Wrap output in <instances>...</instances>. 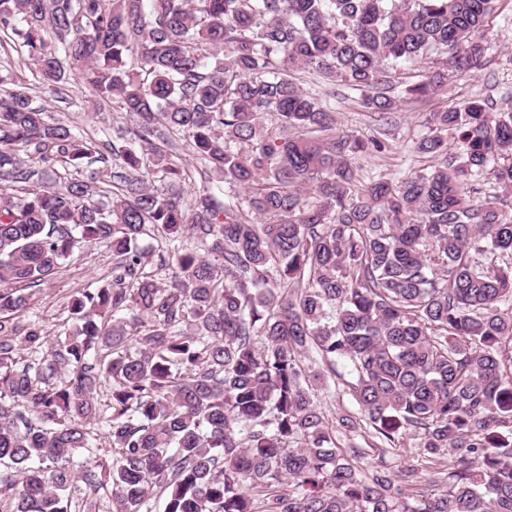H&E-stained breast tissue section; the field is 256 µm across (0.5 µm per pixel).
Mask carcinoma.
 I'll use <instances>...</instances> for the list:
<instances>
[{
	"label": "carcinoma",
	"instance_id": "carcinoma-1",
	"mask_svg": "<svg viewBox=\"0 0 512 512\" xmlns=\"http://www.w3.org/2000/svg\"><path fill=\"white\" fill-rule=\"evenodd\" d=\"M497 2L0 0V512H97L79 481L112 512H512V104L425 113L407 176L357 165L485 59ZM72 75L134 127L51 117ZM350 91L375 133L340 127ZM80 244L112 270L53 342L34 296ZM333 389L444 489L344 455Z\"/></svg>",
	"mask_w": 512,
	"mask_h": 512
}]
</instances>
